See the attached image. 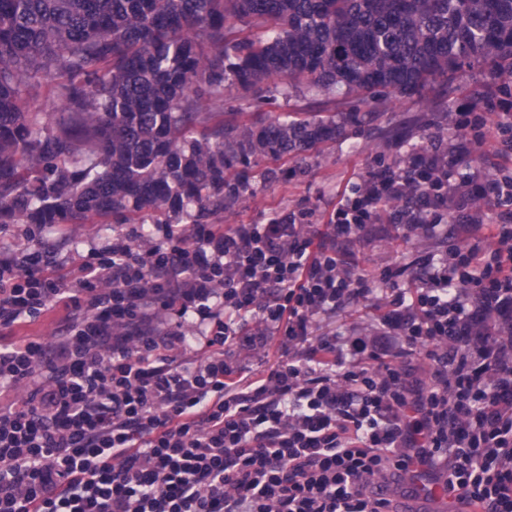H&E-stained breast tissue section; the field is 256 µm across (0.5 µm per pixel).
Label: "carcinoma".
<instances>
[{
    "instance_id": "obj_1",
    "label": "carcinoma",
    "mask_w": 512,
    "mask_h": 512,
    "mask_svg": "<svg viewBox=\"0 0 512 512\" xmlns=\"http://www.w3.org/2000/svg\"><path fill=\"white\" fill-rule=\"evenodd\" d=\"M493 60L512 69V0H0V228L97 217L193 224L254 192L252 158L336 140L334 116L202 110L237 87L374 97ZM54 82L45 123L24 92Z\"/></svg>"
}]
</instances>
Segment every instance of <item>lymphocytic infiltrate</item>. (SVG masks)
<instances>
[{
    "instance_id": "lymphocytic-infiltrate-1",
    "label": "lymphocytic infiltrate",
    "mask_w": 512,
    "mask_h": 512,
    "mask_svg": "<svg viewBox=\"0 0 512 512\" xmlns=\"http://www.w3.org/2000/svg\"><path fill=\"white\" fill-rule=\"evenodd\" d=\"M452 144L346 189L326 228L313 211L266 224L166 225L115 235L75 286L51 252L0 258V512H391L374 478L444 476L449 496L512 512V173L452 175L471 145L512 157V113L460 112ZM481 238L394 271L370 336H313L321 315L371 300L343 246L385 211L434 234ZM62 310L48 336L25 332ZM279 357L244 377L237 351ZM422 352L428 375L402 365Z\"/></svg>"
}]
</instances>
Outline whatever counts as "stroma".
<instances>
[{
    "mask_svg": "<svg viewBox=\"0 0 512 512\" xmlns=\"http://www.w3.org/2000/svg\"><path fill=\"white\" fill-rule=\"evenodd\" d=\"M506 76L493 73L487 65L473 64L451 78H437L432 86L410 96L367 100L356 93L337 92L330 99L307 94L305 88L260 104L265 117L274 120L289 112H331L343 122L345 132L296 156L277 162L257 160L256 171L274 168V177L257 185L253 195L225 206L213 216V223L229 228L235 224H265L276 214L308 208L317 214L330 211L337 197L351 184L361 182L367 171L380 164L407 167L410 157L429 147L435 139H448L452 115L456 112H491L502 99L499 91ZM482 224H459L448 239H416L389 216L368 225L363 239L343 252L351 266L379 280L387 268L401 269L400 287H411V272L431 254L446 255L453 247L467 244L479 236L494 243L495 226L491 205H484ZM114 223L90 221L65 224L60 231L43 233L45 243L54 247L52 272L67 284H74L81 265L92 253H103L111 244ZM378 312L373 303L364 302L331 316L320 317L317 335H368L376 326Z\"/></svg>",
    "mask_w": 512,
    "mask_h": 512,
    "instance_id": "stroma-1",
    "label": "stroma"
}]
</instances>
